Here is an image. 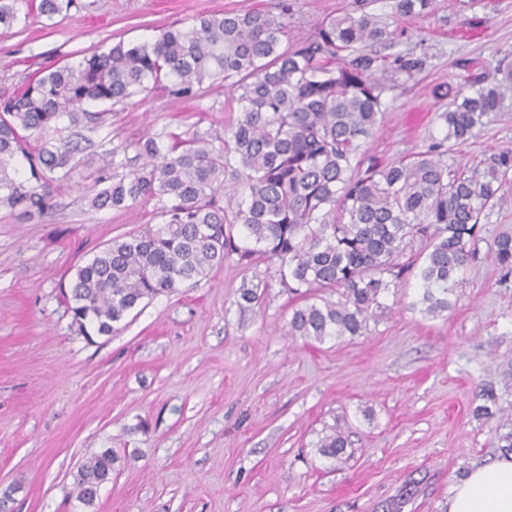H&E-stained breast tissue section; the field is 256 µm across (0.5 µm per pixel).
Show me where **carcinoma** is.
Listing matches in <instances>:
<instances>
[{"mask_svg": "<svg viewBox=\"0 0 512 512\" xmlns=\"http://www.w3.org/2000/svg\"><path fill=\"white\" fill-rule=\"evenodd\" d=\"M22 0H0V25L17 19ZM352 0L323 19L314 34L295 32L294 4L210 13L189 29L171 26L151 42H122L76 65L44 68L0 97V202L47 213L46 187L67 180L81 151L70 129L95 124L90 103L130 104L154 89L176 99L200 97L204 83L224 80V111L237 116L221 133H194L182 149L164 148L162 132L140 138V167L96 192L91 207L122 210L161 202V223L120 236L76 269L69 284L73 321L86 336H110L141 303L193 286L236 256L250 270L277 265L279 283L305 305L295 308L288 334L322 343L360 336L380 298L411 275L421 288L413 306L438 316L477 253L480 221L499 203L512 171V150L471 166L448 164L445 143L476 136L491 112L512 98V65L501 78L475 77L470 94L456 92L438 113L443 135L423 152L381 164L367 143L386 111L385 94L409 80L423 61L372 50L390 42L392 21L426 16L434 0H392L391 13ZM41 141L31 149L29 135ZM23 157L27 186L12 163ZM417 241L423 249L403 262ZM491 251L512 274V236ZM265 281L243 282L240 298L260 302ZM333 289L337 301L317 300ZM348 436L335 429L318 453L343 462ZM118 453L106 448L73 474L75 499L92 508L112 479Z\"/></svg>", "mask_w": 512, "mask_h": 512, "instance_id": "1", "label": "carcinoma"}]
</instances>
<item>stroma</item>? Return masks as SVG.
Masks as SVG:
<instances>
[{
    "instance_id": "obj_1",
    "label": "stroma",
    "mask_w": 512,
    "mask_h": 512,
    "mask_svg": "<svg viewBox=\"0 0 512 512\" xmlns=\"http://www.w3.org/2000/svg\"><path fill=\"white\" fill-rule=\"evenodd\" d=\"M277 0H73L45 17L0 25V93L38 69L76 64L99 46L137 44L202 13L271 8ZM477 20L460 35L458 26ZM389 54L424 65L389 91L369 152L389 162L425 150L439 133L448 89H468L512 52V0H436L434 13L400 20ZM223 80L176 101L155 90L108 108L77 131L82 163L52 182L44 217L0 203V493L11 512H84L72 496L78 462L105 448L120 460L93 512H445L452 486L503 456L497 427L512 426V275L491 252L512 234V175L454 306L413 309L407 277L363 335L318 343L288 333L301 298L274 265L257 268L260 304L240 306L246 276L234 259L195 287L131 311L109 336L87 339L60 289L113 238L157 223L158 203L90 207L100 156L133 170V143L165 132V145L222 128ZM512 149V104L483 131L450 147L472 164ZM494 403H487L486 391ZM489 405L491 417L474 410ZM339 426L350 433L343 469L317 452Z\"/></svg>"
}]
</instances>
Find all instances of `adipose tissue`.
<instances>
[{"label":"adipose tissue","mask_w":512,"mask_h":512,"mask_svg":"<svg viewBox=\"0 0 512 512\" xmlns=\"http://www.w3.org/2000/svg\"><path fill=\"white\" fill-rule=\"evenodd\" d=\"M447 512H512V455L475 467L454 484Z\"/></svg>","instance_id":"adipose-tissue-1"}]
</instances>
